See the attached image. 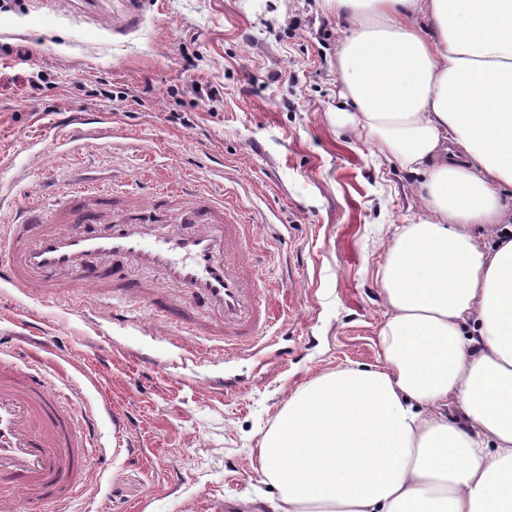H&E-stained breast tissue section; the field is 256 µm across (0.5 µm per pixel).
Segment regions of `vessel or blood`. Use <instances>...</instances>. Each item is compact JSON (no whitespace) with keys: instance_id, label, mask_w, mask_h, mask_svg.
Instances as JSON below:
<instances>
[{"instance_id":"b4317fda","label":"vessel or blood","mask_w":512,"mask_h":512,"mask_svg":"<svg viewBox=\"0 0 512 512\" xmlns=\"http://www.w3.org/2000/svg\"><path fill=\"white\" fill-rule=\"evenodd\" d=\"M246 240V225L223 197L160 188L119 206L89 176L51 207L15 208L13 222L0 226V281L51 302L67 285L81 304L111 301L121 321L147 300L155 321L229 350L263 337L274 317L244 259ZM134 266L155 270L179 296L149 295L130 278ZM95 446L94 415L77 397L60 400L40 364L0 354V512H12L24 490L35 493L29 512L46 500L70 501L87 480Z\"/></svg>"}]
</instances>
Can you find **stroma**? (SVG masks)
<instances>
[{"label":"stroma","mask_w":512,"mask_h":512,"mask_svg":"<svg viewBox=\"0 0 512 512\" xmlns=\"http://www.w3.org/2000/svg\"><path fill=\"white\" fill-rule=\"evenodd\" d=\"M122 10L0 0V192L41 202L92 169L146 198L155 168L223 192L252 226L245 256L281 317L227 356L144 304L134 327L0 283V348L39 355L99 416L92 479L65 512H269L250 453L315 372L377 363L380 244L419 214L421 177L331 119L345 31L317 0H147L136 26L112 30ZM100 77L113 99L95 95ZM74 111L107 116L123 137L58 148Z\"/></svg>","instance_id":"obj_1"}]
</instances>
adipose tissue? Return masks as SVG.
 <instances>
[{"mask_svg":"<svg viewBox=\"0 0 512 512\" xmlns=\"http://www.w3.org/2000/svg\"><path fill=\"white\" fill-rule=\"evenodd\" d=\"M322 2L336 124L423 175V208L383 245L378 363L311 376L250 466L272 512H512V0Z\"/></svg>","mask_w":512,"mask_h":512,"instance_id":"adipose-tissue-1","label":"adipose tissue"}]
</instances>
